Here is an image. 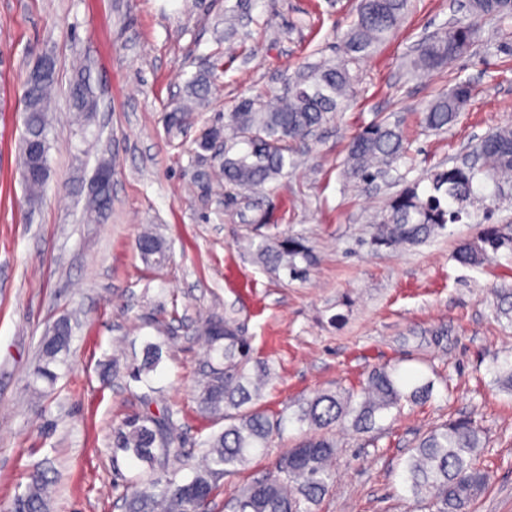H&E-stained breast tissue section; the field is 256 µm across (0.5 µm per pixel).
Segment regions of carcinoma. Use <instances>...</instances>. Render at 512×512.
Wrapping results in <instances>:
<instances>
[{"mask_svg": "<svg viewBox=\"0 0 512 512\" xmlns=\"http://www.w3.org/2000/svg\"><path fill=\"white\" fill-rule=\"evenodd\" d=\"M408 0H360L356 20L344 36L345 60L319 62L303 67L288 97L273 103L252 98L238 101L224 114V124L204 129L197 139L199 158L216 144L223 151L211 157L220 176L232 190H255L281 176L288 164L291 145L307 138L315 129L344 111L350 97L353 76L348 64L370 56L403 22ZM465 9L478 21L512 19V0H466ZM474 24L453 26L422 41L416 65L438 68L448 65L479 41ZM58 81L57 64L50 59L41 75L24 80L20 100L24 134L20 170L27 201L42 200L50 178V144L47 137L53 92ZM210 86L207 72L194 74L186 84L187 103L165 119L169 136H178L187 113L206 102ZM474 96L471 84L460 81L445 95L434 99L422 116L424 128L443 132L453 126ZM70 104L81 134H86L96 112L97 101L90 77L80 71L69 85ZM400 127L386 119L376 120L349 143L344 172L352 179L367 180L397 162L404 154ZM477 161L462 163L431 177V193L423 197L418 187L401 191L374 226L377 246L403 247L422 243L446 224L461 219L462 204L476 197L488 183L494 188L512 181V128L501 127L476 146ZM112 189L104 187L88 194L85 218L103 220L110 208ZM136 247L142 259L161 263L167 258L162 238L151 231L139 235ZM512 251V239L486 228L474 242L463 244L456 259L464 265H479L501 249ZM257 261L270 270L285 268L294 275L302 272L296 258L306 257L298 243L283 238L272 246H260ZM205 366L196 391L201 413L224 420V430L208 437L205 451L193 468L192 478L179 481L161 474L148 481L128 503L129 512H209L220 476L243 468L269 447L273 437L284 431L286 418L273 419L258 405L261 392L271 378L269 363L256 358L249 337L242 334L228 312H211L201 318ZM71 328L57 322L41 340V353L34 380L54 386L56 368L67 363ZM162 344L149 343L139 362L127 367L129 378L148 383V375L162 360ZM433 384L423 382L404 387L396 370L386 367L369 373L358 387L321 392L298 406L292 419L316 434L288 449L276 462L274 471L242 489L236 495L237 512H314V507L333 488L332 462L336 441L328 430L348 423L358 432H368L376 420L403 402L424 404ZM174 412L160 416L129 418L112 429V447L150 465L162 464L174 451ZM485 441L481 429L470 419L442 424L423 435L405 460L404 482L411 499L428 512H470L486 491L490 474L481 465ZM51 481L45 473L31 478L24 493L11 503L13 512H46Z\"/></svg>", "mask_w": 512, "mask_h": 512, "instance_id": "1", "label": "carcinoma"}]
</instances>
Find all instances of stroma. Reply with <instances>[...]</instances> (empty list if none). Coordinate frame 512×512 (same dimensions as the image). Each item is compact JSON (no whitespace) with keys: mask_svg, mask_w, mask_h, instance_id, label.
<instances>
[{"mask_svg":"<svg viewBox=\"0 0 512 512\" xmlns=\"http://www.w3.org/2000/svg\"><path fill=\"white\" fill-rule=\"evenodd\" d=\"M355 0H0V504L49 469V512H126L147 479L146 464L112 446L128 417L176 411L181 455L166 469L184 480L200 444L223 430L195 401L203 356L199 315L232 311L258 358L275 373L260 399L271 417L292 414L314 394L365 380L376 367L433 380L424 406L404 403L368 433L336 426L335 484L316 512H406L404 461L417 439L469 418L486 439L492 486L475 512H512V392L496 365L512 362V252L483 264L454 258L487 226L512 235V187L479 199L456 223L418 246L378 247L371 226L405 186L429 193L431 174L460 161L480 140L512 126V20L482 26L452 67L420 69L419 43L467 23L458 0H411L401 26L351 66L347 109L302 145L294 166L248 197L228 200L212 181L208 205L190 189L203 125L220 124L242 97L288 92L305 62L343 58ZM57 61L50 123L51 174L28 208L20 177L23 124L17 103L36 55ZM90 65L99 110L92 136L71 122L67 88ZM211 94L178 137L164 116L196 71ZM460 81L475 96L451 129L422 128L421 113ZM380 118L404 131L407 154L388 175L350 180V140ZM112 162V210L86 223L83 196L100 158ZM266 223H256L258 214ZM150 225L170 261L146 264L135 243ZM288 237L307 249L294 277L256 264L243 240ZM73 325L71 352L53 389L32 367L45 331ZM168 351L150 385L124 369L146 343ZM121 367L104 368L111 358ZM306 433L290 422L282 438L225 476L212 512H234V492L270 471Z\"/></svg>","mask_w":512,"mask_h":512,"instance_id":"stroma-1","label":"stroma"}]
</instances>
